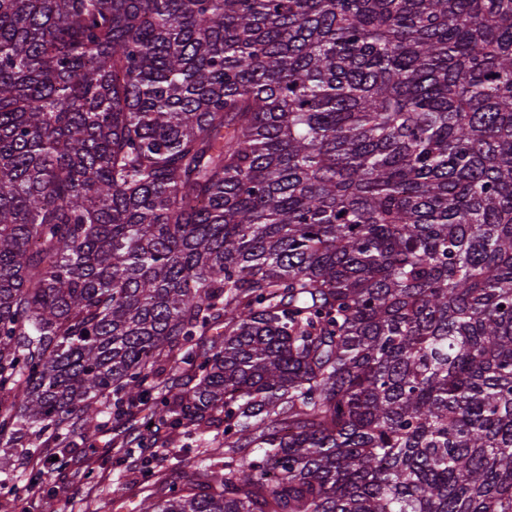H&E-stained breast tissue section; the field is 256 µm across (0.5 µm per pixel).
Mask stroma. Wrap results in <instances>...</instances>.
<instances>
[{
  "instance_id": "obj_1",
  "label": "stroma",
  "mask_w": 512,
  "mask_h": 512,
  "mask_svg": "<svg viewBox=\"0 0 512 512\" xmlns=\"http://www.w3.org/2000/svg\"><path fill=\"white\" fill-rule=\"evenodd\" d=\"M100 418L105 427L95 447L87 448L78 437L59 446L69 469L54 470L44 454L21 461L14 473L6 475L0 488V512H16L18 493H25L29 512H42L45 498H52L57 512H139L138 505L146 496L157 471L173 468L177 460L204 454L214 448V435L174 438L170 447L159 450L142 447L148 434L152 408L143 406L133 411V430L110 423L109 399H98ZM94 481H87L86 473Z\"/></svg>"
}]
</instances>
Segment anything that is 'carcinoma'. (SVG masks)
I'll return each mask as SVG.
<instances>
[{
	"mask_svg": "<svg viewBox=\"0 0 512 512\" xmlns=\"http://www.w3.org/2000/svg\"><path fill=\"white\" fill-rule=\"evenodd\" d=\"M109 396L224 427L140 512H512V0H0V440Z\"/></svg>",
	"mask_w": 512,
	"mask_h": 512,
	"instance_id": "obj_1",
	"label": "carcinoma"
}]
</instances>
